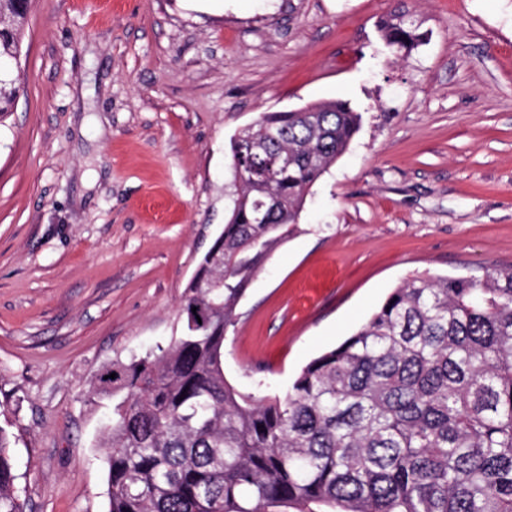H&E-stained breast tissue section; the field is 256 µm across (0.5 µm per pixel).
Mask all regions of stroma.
I'll list each match as a JSON object with an SVG mask.
<instances>
[{"label": "stroma", "mask_w": 512, "mask_h": 512, "mask_svg": "<svg viewBox=\"0 0 512 512\" xmlns=\"http://www.w3.org/2000/svg\"><path fill=\"white\" fill-rule=\"evenodd\" d=\"M405 12L425 38L387 46ZM0 124V426L27 512H107L100 374L168 346L262 113L362 114L248 285L224 377L282 395L416 272L512 266V0H33Z\"/></svg>", "instance_id": "obj_1"}]
</instances>
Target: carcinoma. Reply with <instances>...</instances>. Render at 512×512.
Returning a JSON list of instances; mask_svg holds the SVG:
<instances>
[{
	"instance_id": "cac0c4a2",
	"label": "carcinoma",
	"mask_w": 512,
	"mask_h": 512,
	"mask_svg": "<svg viewBox=\"0 0 512 512\" xmlns=\"http://www.w3.org/2000/svg\"><path fill=\"white\" fill-rule=\"evenodd\" d=\"M30 0H0V124ZM383 38L422 37L399 14ZM362 121L346 101L265 112L230 139L224 229L185 289L183 333L99 377L108 512H512V268L414 274L282 396L224 378V335L306 196ZM116 378H109L110 374ZM0 426V512H26Z\"/></svg>"
}]
</instances>
